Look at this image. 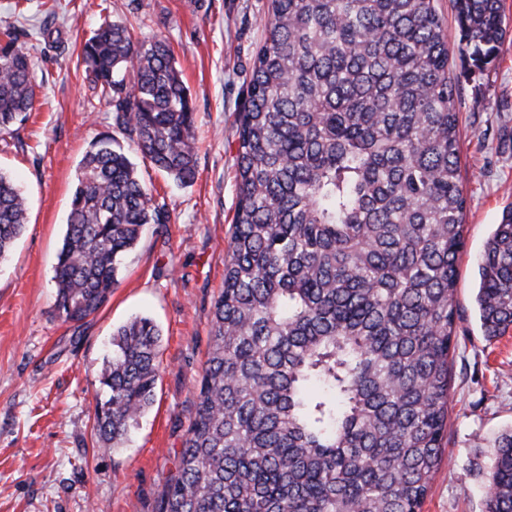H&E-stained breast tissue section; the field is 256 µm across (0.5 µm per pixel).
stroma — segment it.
<instances>
[{"label":"stroma","mask_w":512,"mask_h":512,"mask_svg":"<svg viewBox=\"0 0 512 512\" xmlns=\"http://www.w3.org/2000/svg\"><path fill=\"white\" fill-rule=\"evenodd\" d=\"M268 0H0V32L16 27L34 68L27 120L0 133V169L28 201V224L0 262V512H157L198 401L214 303L236 203V125ZM459 84L460 170L467 198L459 256L448 444L421 512H485L475 470L512 425V332L486 342L474 303L476 259L512 204V0L497 58L475 71L458 50L452 0H436ZM121 19L166 40L190 91L197 174L182 185L147 162L143 184L170 215L167 239L145 230L107 304L85 323L55 307L57 264L77 167L103 133L121 145L80 61L83 43ZM152 318L162 334L153 405L122 447L94 438L99 374L115 327Z\"/></svg>","instance_id":"1"}]
</instances>
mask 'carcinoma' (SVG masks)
I'll return each instance as SVG.
<instances>
[{
    "label": "carcinoma",
    "mask_w": 512,
    "mask_h": 512,
    "mask_svg": "<svg viewBox=\"0 0 512 512\" xmlns=\"http://www.w3.org/2000/svg\"><path fill=\"white\" fill-rule=\"evenodd\" d=\"M481 71L501 0H454ZM238 113L237 202L198 402L157 512H420L443 459L457 262L465 245L458 88L435 0H269ZM0 41V131L34 105L18 34ZM92 89L141 157L196 176L194 113L163 39L103 23ZM169 216L114 139L80 161L54 270L64 321L95 315L146 226ZM27 224L0 171V262ZM487 341L512 331V209L477 263ZM161 331L117 327L94 431L122 445L154 402ZM485 512H512V427L495 438Z\"/></svg>",
    "instance_id": "obj_1"
}]
</instances>
